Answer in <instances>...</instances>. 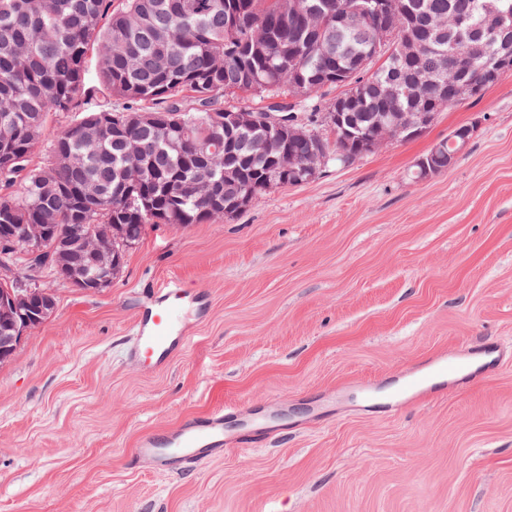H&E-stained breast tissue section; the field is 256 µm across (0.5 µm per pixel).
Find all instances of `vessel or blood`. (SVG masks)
<instances>
[{
  "instance_id": "obj_1",
  "label": "vessel or blood",
  "mask_w": 512,
  "mask_h": 512,
  "mask_svg": "<svg viewBox=\"0 0 512 512\" xmlns=\"http://www.w3.org/2000/svg\"><path fill=\"white\" fill-rule=\"evenodd\" d=\"M184 297L180 286L169 285L158 297L156 312L140 322L135 346L152 358L155 369H164L185 345ZM503 359V351L491 344L443 351L402 375L393 394L411 404L429 401L440 389L451 390L470 378L494 373ZM276 426L275 419L264 415L253 416L238 429L226 428L220 413L191 417L173 432L142 436L137 454L159 468L195 463L231 448L249 447Z\"/></svg>"
}]
</instances>
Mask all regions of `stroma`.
Here are the masks:
<instances>
[{"mask_svg": "<svg viewBox=\"0 0 512 512\" xmlns=\"http://www.w3.org/2000/svg\"><path fill=\"white\" fill-rule=\"evenodd\" d=\"M462 125L455 164L413 179ZM173 282L208 308L158 371L132 347ZM47 287L0 366V512H512V76L234 218L147 225L109 288ZM485 339L508 353L490 378L411 407L359 393ZM254 407L301 425L181 469L133 459L144 434Z\"/></svg>", "mask_w": 512, "mask_h": 512, "instance_id": "1", "label": "stroma"}]
</instances>
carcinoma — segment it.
<instances>
[{"instance_id": "carcinoma-1", "label": "carcinoma", "mask_w": 512, "mask_h": 512, "mask_svg": "<svg viewBox=\"0 0 512 512\" xmlns=\"http://www.w3.org/2000/svg\"><path fill=\"white\" fill-rule=\"evenodd\" d=\"M483 0H398L391 13H362L369 0H297L302 11L317 10L318 26L297 37L295 24L276 11V0H0V224H56L65 233L89 235L99 224L128 225V242L139 241L149 224H201L224 218L208 209L214 188L231 199L252 187L266 194L269 184L287 186L288 155L318 147L329 161L346 165L360 150L362 137L405 138L383 124L384 112H408L413 102L399 92L386 101L381 91L399 90L410 76L424 74L439 89L462 77L482 78L502 40L512 43V0H496L507 28L481 8ZM463 17L470 31L494 37L486 53L475 56L465 32L426 30L434 18ZM420 40L419 54L405 57L407 26ZM395 36L362 68L354 67L368 50L378 27ZM298 41L297 69L284 65L280 47ZM97 49L94 71L89 50ZM301 93L288 88L295 72ZM354 86L359 100L352 110L351 137L327 131L320 143L310 139L275 144L276 168L252 156L247 146L260 130L235 134L234 163L242 174L227 178L224 169V113L267 112L279 107L304 115L307 125L324 127L332 101L326 87ZM236 104L224 105V97ZM462 100L425 99V112L449 111ZM161 112L158 127L130 128L148 148L145 180L120 181L125 135L114 128L132 113ZM66 119L46 137L50 117ZM45 145L41 165L31 164ZM451 149L444 141L416 165L431 172L448 169ZM29 244L19 238L0 248V265L26 270ZM40 278L58 279L45 252L38 259Z\"/></svg>"}]
</instances>
